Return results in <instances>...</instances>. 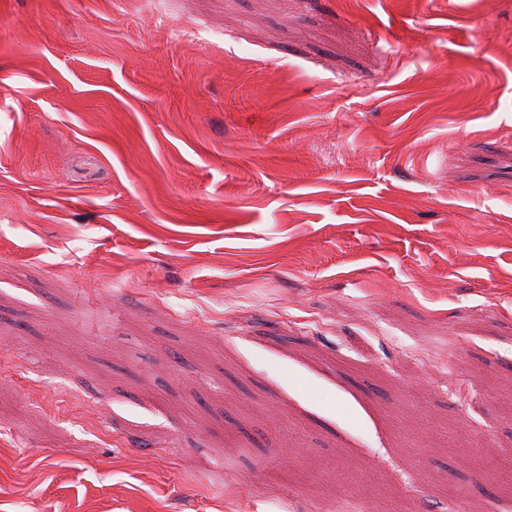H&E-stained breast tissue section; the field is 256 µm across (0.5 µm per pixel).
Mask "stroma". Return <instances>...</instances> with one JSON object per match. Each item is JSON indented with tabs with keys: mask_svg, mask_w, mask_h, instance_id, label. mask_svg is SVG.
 Returning a JSON list of instances; mask_svg holds the SVG:
<instances>
[{
	"mask_svg": "<svg viewBox=\"0 0 512 512\" xmlns=\"http://www.w3.org/2000/svg\"><path fill=\"white\" fill-rule=\"evenodd\" d=\"M433 505L512 512V0H0V512Z\"/></svg>",
	"mask_w": 512,
	"mask_h": 512,
	"instance_id": "obj_1",
	"label": "stroma"
}]
</instances>
